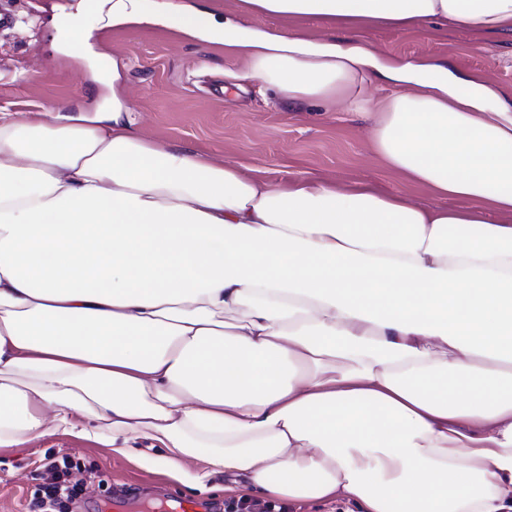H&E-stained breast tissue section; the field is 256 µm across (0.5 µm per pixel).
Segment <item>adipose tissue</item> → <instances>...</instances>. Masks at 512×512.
<instances>
[{
	"label": "adipose tissue",
	"instance_id": "obj_1",
	"mask_svg": "<svg viewBox=\"0 0 512 512\" xmlns=\"http://www.w3.org/2000/svg\"><path fill=\"white\" fill-rule=\"evenodd\" d=\"M240 3L512 38V0ZM111 20L222 44L282 104L369 114L382 163L460 205L250 176L146 141L117 96L0 108V447L60 432L165 449L200 492L223 475L362 512H512V100L180 0H112Z\"/></svg>",
	"mask_w": 512,
	"mask_h": 512
}]
</instances>
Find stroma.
<instances>
[{"instance_id":"1","label":"stroma","mask_w":512,"mask_h":512,"mask_svg":"<svg viewBox=\"0 0 512 512\" xmlns=\"http://www.w3.org/2000/svg\"><path fill=\"white\" fill-rule=\"evenodd\" d=\"M80 0H0L15 16L0 27V106L25 119L42 105L67 112L80 106L96 111L119 95L139 114L145 138L175 149L194 150L219 161L241 162L272 181L300 175L336 182L363 181L382 191L404 192L412 202L455 207L424 188L406 184L374 157L369 122L358 112H339L322 104L292 108L273 105L272 93L258 80H232L241 64L222 45L191 39L163 24L111 25L106 12L83 17L92 52L117 64L116 84L98 81L88 63L65 52L64 28L56 19L76 12ZM218 19L234 18L252 29L291 27L308 38L360 40L385 59L444 65L460 75H477L512 96V41L478 36L464 29L333 30L316 22L292 23L260 14L240 15L239 0H190ZM79 461L83 493L71 512H102L113 487L139 488L145 499L155 491L194 499L223 512L235 494L196 493L170 477L163 462L153 467L112 452L95 441L61 433L28 448L0 449V512H29L39 486L47 481L48 460Z\"/></svg>"}]
</instances>
